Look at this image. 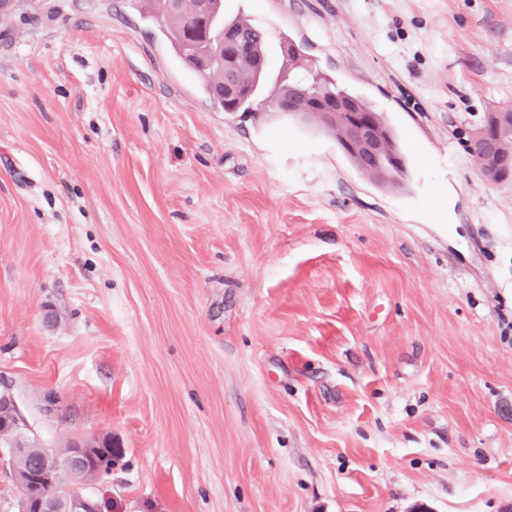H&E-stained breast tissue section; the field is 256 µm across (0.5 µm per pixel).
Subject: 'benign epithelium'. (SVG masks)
<instances>
[{
    "label": "benign epithelium",
    "mask_w": 512,
    "mask_h": 512,
    "mask_svg": "<svg viewBox=\"0 0 512 512\" xmlns=\"http://www.w3.org/2000/svg\"><path fill=\"white\" fill-rule=\"evenodd\" d=\"M188 0H173L174 8L185 17L189 31H209L212 34L210 54L216 57L223 69L220 82L224 104L229 106L245 91L243 76L259 70L261 59L253 56L247 39L240 33L227 29L214 30L211 11L205 7V0H198L195 9L187 8ZM314 112H298L301 120L321 118L327 126L340 128L346 144L356 150L368 169L386 178L388 173L380 165L388 149L385 130L378 117L360 112L350 103L326 99L321 95L310 97ZM504 118H495L488 130L479 136V150L475 161L483 180L494 182L500 178L501 169L512 163V148L502 136ZM28 424L20 413L10 388L0 387V432L10 435L9 447L22 450L27 444ZM123 449L112 447V437H99L93 441H75L69 453L62 457L43 460L32 475V488L26 512H100L101 505L84 489L64 482L65 475L84 471L94 464L98 473H103L107 457L117 464ZM47 483L60 485V492L54 498L45 497L40 487Z\"/></svg>",
    "instance_id": "benign-epithelium-1"
}]
</instances>
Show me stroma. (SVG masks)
<instances>
[{"instance_id":"35a3bbf8","label":"stroma","mask_w":512,"mask_h":512,"mask_svg":"<svg viewBox=\"0 0 512 512\" xmlns=\"http://www.w3.org/2000/svg\"><path fill=\"white\" fill-rule=\"evenodd\" d=\"M0 14V382L104 512H512V0H224L383 112L401 185L223 112L133 0ZM53 310L45 322V310ZM506 124L502 116L496 117L490 130L479 136V150L474 153L477 168L483 180L494 182L500 178L501 169L511 163V144L506 145L502 128Z\"/></svg>"}]
</instances>
